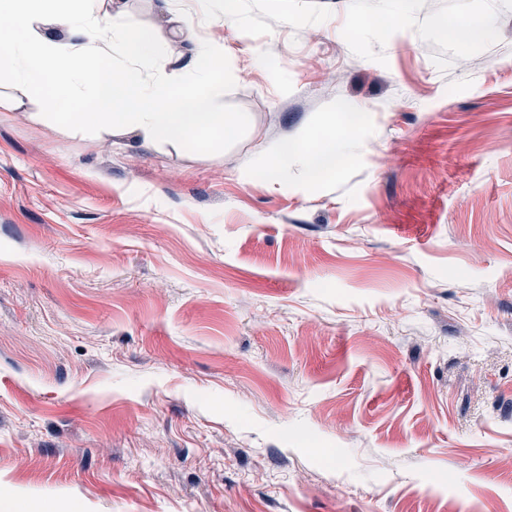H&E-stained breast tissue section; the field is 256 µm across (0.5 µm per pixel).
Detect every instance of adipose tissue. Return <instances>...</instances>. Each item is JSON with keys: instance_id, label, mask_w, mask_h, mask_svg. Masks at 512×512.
<instances>
[{"instance_id": "obj_1", "label": "adipose tissue", "mask_w": 512, "mask_h": 512, "mask_svg": "<svg viewBox=\"0 0 512 512\" xmlns=\"http://www.w3.org/2000/svg\"><path fill=\"white\" fill-rule=\"evenodd\" d=\"M66 27V39L52 37ZM194 42L193 81L172 86L164 76H146L139 60L154 42V26L135 23L122 8L103 12L64 9L63 0H15L0 6V65L20 90L6 108L54 96L53 119L71 120L81 104L92 107L97 126H120L152 141L203 145L215 132L233 134L234 121L224 114V78L205 63L224 54L220 41L195 42L191 24L171 27L170 44ZM122 60L112 63L110 49ZM265 173L282 176L289 157H298L309 182L324 181L348 161L345 139L328 135L315 143L273 144L264 151Z\"/></svg>"}]
</instances>
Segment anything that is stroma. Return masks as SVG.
Returning a JSON list of instances; mask_svg holds the SVG:
<instances>
[{"instance_id":"1","label":"stroma","mask_w":512,"mask_h":512,"mask_svg":"<svg viewBox=\"0 0 512 512\" xmlns=\"http://www.w3.org/2000/svg\"><path fill=\"white\" fill-rule=\"evenodd\" d=\"M173 7L232 136L0 108V512H512V0ZM349 108L336 175L260 173ZM491 30L492 27L489 22L484 20H472L456 26L453 30V37L461 43H467L489 36Z\"/></svg>"}]
</instances>
